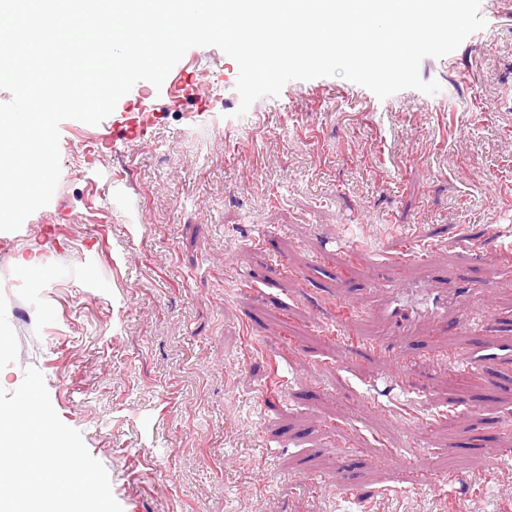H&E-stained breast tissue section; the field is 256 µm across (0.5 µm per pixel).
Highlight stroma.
Segmentation results:
<instances>
[{
	"instance_id": "obj_1",
	"label": "stroma",
	"mask_w": 512,
	"mask_h": 512,
	"mask_svg": "<svg viewBox=\"0 0 512 512\" xmlns=\"http://www.w3.org/2000/svg\"><path fill=\"white\" fill-rule=\"evenodd\" d=\"M480 13L485 28L422 61L433 95L320 77L241 115L234 60L194 47L181 105L141 81L99 124L60 123L50 203L0 232V388L43 373L122 512H512V9ZM144 110L150 137L117 128ZM474 252L491 330L457 307L437 330L397 324L373 286L463 301ZM347 307L422 387L320 334ZM473 356L462 402L448 362ZM412 456L447 482L414 485ZM338 470L352 495L329 485Z\"/></svg>"
}]
</instances>
